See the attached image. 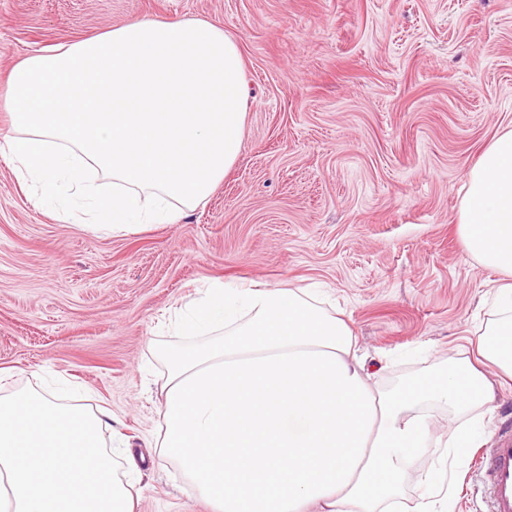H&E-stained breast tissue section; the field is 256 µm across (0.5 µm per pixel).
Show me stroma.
<instances>
[{"instance_id":"1","label":"stroma","mask_w":512,"mask_h":512,"mask_svg":"<svg viewBox=\"0 0 512 512\" xmlns=\"http://www.w3.org/2000/svg\"><path fill=\"white\" fill-rule=\"evenodd\" d=\"M202 17L244 59L243 149L173 224L114 235L64 219L0 159V384L60 377L145 455L162 327L215 282L317 288L389 389L488 320L500 278L464 250L466 175L512 128V0H0V84L19 60L125 20ZM479 452L454 512H486ZM136 512H209L160 466Z\"/></svg>"}]
</instances>
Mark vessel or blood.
<instances>
[{
    "mask_svg": "<svg viewBox=\"0 0 512 512\" xmlns=\"http://www.w3.org/2000/svg\"><path fill=\"white\" fill-rule=\"evenodd\" d=\"M481 474L488 512H512V433L492 437Z\"/></svg>",
    "mask_w": 512,
    "mask_h": 512,
    "instance_id": "vessel-or-blood-1",
    "label": "vessel or blood"
}]
</instances>
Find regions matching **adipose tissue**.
Returning a JSON list of instances; mask_svg holds the SVG:
<instances>
[{
    "instance_id": "ef3b65f1",
    "label": "adipose tissue",
    "mask_w": 512,
    "mask_h": 512,
    "mask_svg": "<svg viewBox=\"0 0 512 512\" xmlns=\"http://www.w3.org/2000/svg\"><path fill=\"white\" fill-rule=\"evenodd\" d=\"M247 84L236 41L206 19L140 17L31 54L0 89L10 160L65 214L125 232L172 224L234 166ZM463 246L501 272L492 318L465 353L391 389L348 324L304 289L218 283L176 309L154 446L213 512H402L431 408L456 426L417 477L415 512H452L455 466L487 438L488 370L512 377V129L466 177ZM111 412L78 390L0 395V512H134L136 475L107 450Z\"/></svg>"
}]
</instances>
